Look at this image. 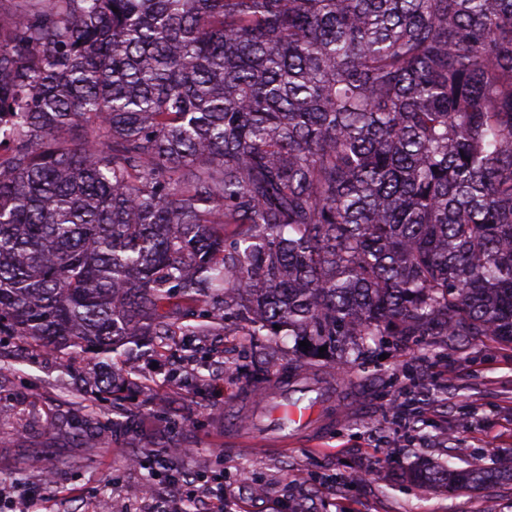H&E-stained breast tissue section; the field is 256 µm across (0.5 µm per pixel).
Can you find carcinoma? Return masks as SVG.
Returning <instances> with one entry per match:
<instances>
[{"mask_svg":"<svg viewBox=\"0 0 512 512\" xmlns=\"http://www.w3.org/2000/svg\"><path fill=\"white\" fill-rule=\"evenodd\" d=\"M195 306L336 364L512 343V0H0V336L99 358Z\"/></svg>","mask_w":512,"mask_h":512,"instance_id":"cac0c4a2","label":"carcinoma"}]
</instances>
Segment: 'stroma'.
Segmentation results:
<instances>
[{
    "mask_svg": "<svg viewBox=\"0 0 512 512\" xmlns=\"http://www.w3.org/2000/svg\"><path fill=\"white\" fill-rule=\"evenodd\" d=\"M310 363L299 340L236 329L140 357L112 359L138 378L133 397L102 403L133 418V435L104 436L76 423L84 397L65 381L92 376L53 353L0 340L11 364L0 388V512L39 494L37 512H209L203 490L243 512H512V484L452 494L394 479L424 461L492 465L512 454V344L477 336L461 349L434 336H390L336 386V415L318 435L285 448L224 440V412L256 413L246 391L272 382L289 360ZM55 423L45 431L43 420Z\"/></svg>",
    "mask_w": 512,
    "mask_h": 512,
    "instance_id": "stroma-1",
    "label": "stroma"
}]
</instances>
